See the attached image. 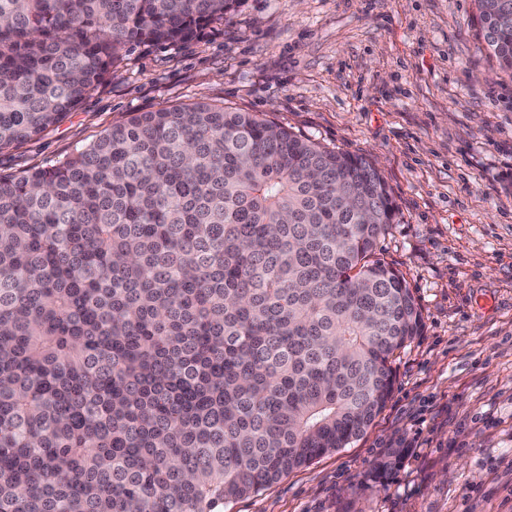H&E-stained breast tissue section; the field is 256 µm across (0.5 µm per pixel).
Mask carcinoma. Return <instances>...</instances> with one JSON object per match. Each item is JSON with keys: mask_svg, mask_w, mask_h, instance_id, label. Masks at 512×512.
Masks as SVG:
<instances>
[{"mask_svg": "<svg viewBox=\"0 0 512 512\" xmlns=\"http://www.w3.org/2000/svg\"><path fill=\"white\" fill-rule=\"evenodd\" d=\"M473 2L512 71V0ZM241 3L0 0V150ZM395 219L369 159L203 101L0 174V512H215L363 435L423 327Z\"/></svg>", "mask_w": 512, "mask_h": 512, "instance_id": "carcinoma-1", "label": "carcinoma"}]
</instances>
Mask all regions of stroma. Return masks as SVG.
Returning a JSON list of instances; mask_svg holds the SVG:
<instances>
[{
	"label": "stroma",
	"mask_w": 512,
	"mask_h": 512,
	"mask_svg": "<svg viewBox=\"0 0 512 512\" xmlns=\"http://www.w3.org/2000/svg\"><path fill=\"white\" fill-rule=\"evenodd\" d=\"M198 101L371 159L397 209L376 254L423 316L362 436L222 512H512V74L472 0H243L191 43L128 48L57 125L0 150V173ZM405 448H392L386 457L381 460L369 474V480L380 482L390 471L395 469L405 457Z\"/></svg>",
	"instance_id": "obj_1"
}]
</instances>
